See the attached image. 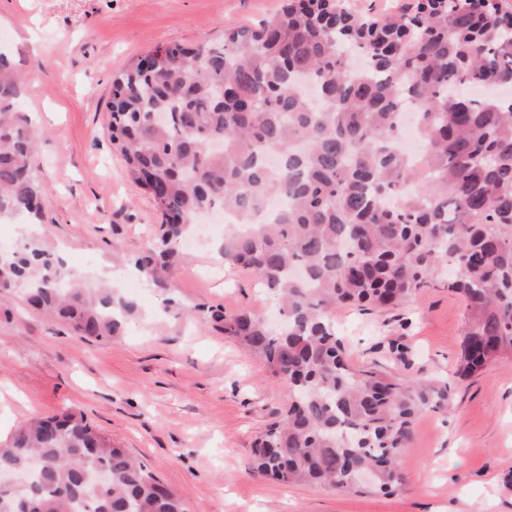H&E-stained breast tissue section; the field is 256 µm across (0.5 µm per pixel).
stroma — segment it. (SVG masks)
Masks as SVG:
<instances>
[{
	"label": "stroma",
	"instance_id": "35a3bbf8",
	"mask_svg": "<svg viewBox=\"0 0 512 512\" xmlns=\"http://www.w3.org/2000/svg\"><path fill=\"white\" fill-rule=\"evenodd\" d=\"M282 3L0 0V52L23 74L22 108L41 129L45 222L36 232L68 267L138 282L133 256L161 222L105 133L113 74L158 46L221 40L225 28L269 18ZM182 251L175 295L184 312L160 314L161 294L146 288L141 320L108 341L81 339L31 309L21 290H0V444L32 419L72 409L175 490L187 512H512V362L457 382L450 411L419 418L395 494H346L254 472L253 440L288 393L195 307L266 317L277 307L249 271L219 259L215 241ZM334 318L354 364L454 376L465 303L443 285L402 308L341 307Z\"/></svg>",
	"mask_w": 512,
	"mask_h": 512
}]
</instances>
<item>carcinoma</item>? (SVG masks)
I'll use <instances>...</instances> for the list:
<instances>
[{
    "mask_svg": "<svg viewBox=\"0 0 512 512\" xmlns=\"http://www.w3.org/2000/svg\"><path fill=\"white\" fill-rule=\"evenodd\" d=\"M511 19L512 0H417L389 17L356 16L341 0H286L220 42L157 47L113 74L107 137L162 217L134 260L138 272L171 292L181 239L199 215L220 209L238 217L220 256L282 303L278 325L210 310L288 390L279 419L254 442L257 473L390 495L404 484L399 458L417 420L452 402L446 379L350 364L332 320L339 306H402L450 269L447 288L466 306L457 375L512 361V99L467 95L512 85ZM351 49L363 69L348 67ZM303 79L317 99L303 95ZM21 96V78L0 54V217L41 224L39 131ZM411 107L425 168L397 148ZM153 113L165 119L155 123ZM407 181L415 193L401 198ZM280 194L288 207L254 222ZM0 288L23 289L31 307L89 341L140 317L135 298L88 287L37 237L9 251ZM366 469L369 489L357 483ZM98 471L112 482L86 479ZM2 472L23 479L0 486V512H187L143 463L70 410L22 425L0 448Z\"/></svg>",
    "mask_w": 512,
    "mask_h": 512,
    "instance_id": "cac0c4a2",
    "label": "carcinoma"
}]
</instances>
